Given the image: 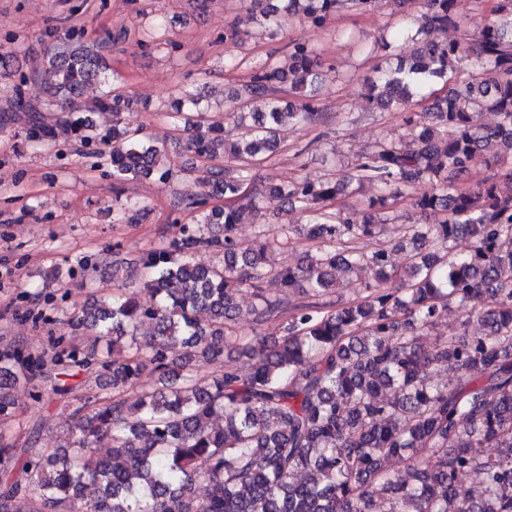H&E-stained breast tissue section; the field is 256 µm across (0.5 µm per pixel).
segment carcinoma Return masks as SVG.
Wrapping results in <instances>:
<instances>
[{
  "instance_id": "cac0c4a2",
  "label": "carcinoma",
  "mask_w": 512,
  "mask_h": 512,
  "mask_svg": "<svg viewBox=\"0 0 512 512\" xmlns=\"http://www.w3.org/2000/svg\"><path fill=\"white\" fill-rule=\"evenodd\" d=\"M456 3L424 0L420 20L401 19L382 41L392 51L407 44L410 53L366 80L367 97L383 112L402 113L405 133L324 181L256 184L251 175L279 149L285 122L323 119L315 95L323 61L307 43L295 41L279 57L225 62L249 72L232 92L234 138L207 112L192 111L199 97L180 87L171 108L191 130L187 149L238 168L201 170L199 192L186 204L194 223L177 225L143 258L153 305L116 293L68 321L97 341L125 344L127 358L67 349L58 337L52 361L104 378L112 395L86 383L72 388L81 391L79 406L66 415V442L55 448L20 447L0 433V512H512V0H495L475 34L450 41L439 34L463 24ZM380 5L253 0L252 18L274 38L295 15L319 27L340 11ZM146 36L152 49L175 48L161 28ZM105 53L104 43L89 44L70 27L53 37L40 71L27 74L14 50L0 45V76L14 79L13 119L44 146L55 144L62 126L82 144L102 146L94 166L117 181L165 180V147L121 126L133 100L120 74L112 72V87L91 103L82 101L86 88L106 82ZM464 67L468 78L455 80ZM31 81L43 97L22 98ZM436 84L448 90L433 95ZM423 100V112L413 111ZM93 112L110 114L112 127L101 130ZM483 112L497 122L477 123ZM479 153L486 172L471 185L459 182ZM367 184L378 194L365 221L333 210ZM400 198L418 213H443L435 224L403 228V267L384 243L369 253L358 247L397 223ZM265 209L276 216L296 209L307 223L269 225L255 247L242 248L238 225ZM140 212L128 200L112 222L128 224ZM298 236L313 249L294 267H273L270 256ZM463 236L473 239L471 249L450 254L449 242ZM199 250L217 262L196 263ZM270 276L282 294H266ZM338 278L361 281L366 295L325 300ZM246 291L254 298L250 336L237 330ZM454 304L483 333L439 335L425 349L422 338ZM199 355L220 370L194 374ZM241 358L246 375L234 366ZM439 362L457 366L462 380L433 383ZM45 366L41 355L0 351V420L12 415L17 385L34 383ZM146 371L161 387L128 401L122 393ZM395 457L407 461L402 475L389 467ZM10 463L21 464L20 475L11 476ZM462 474L475 477L464 496L456 487Z\"/></svg>"
}]
</instances>
